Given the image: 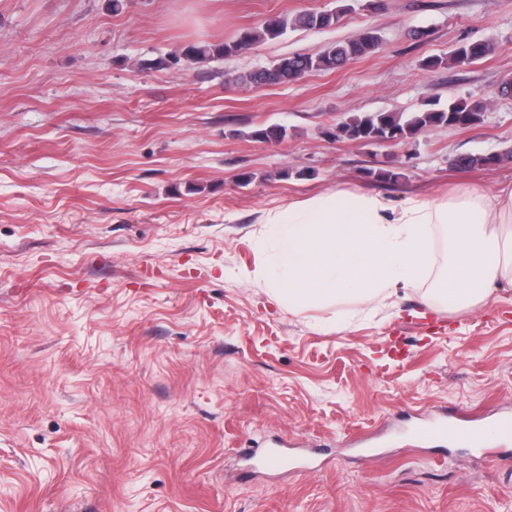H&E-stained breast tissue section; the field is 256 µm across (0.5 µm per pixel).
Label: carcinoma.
Listing matches in <instances>:
<instances>
[{
	"mask_svg": "<svg viewBox=\"0 0 512 512\" xmlns=\"http://www.w3.org/2000/svg\"><path fill=\"white\" fill-rule=\"evenodd\" d=\"M343 9L306 12L292 18H272L259 29H244L237 39L219 44L191 43L181 50L188 64L203 63L217 57L238 53L258 43L277 39L290 29H326L337 24ZM380 46V37L373 29L366 28L355 37L338 43L317 55L296 54L285 57L262 71H252L242 79L255 85H280L297 80L301 75L317 71H333L347 62L375 52ZM490 49L483 42L460 44L449 58L457 65L471 63L488 55ZM485 108L482 98L470 101H454L446 106L428 102L419 112L405 115L401 112H366L351 117L337 128L336 137L365 144H381L387 141L406 142L423 130L439 127H469L481 120ZM251 136L263 141H278L286 136V130L279 126L256 129ZM498 159L486 155H465L455 159V165L462 168L490 167Z\"/></svg>",
	"mask_w": 512,
	"mask_h": 512,
	"instance_id": "carcinoma-1",
	"label": "carcinoma"
}]
</instances>
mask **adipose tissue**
<instances>
[{
	"mask_svg": "<svg viewBox=\"0 0 512 512\" xmlns=\"http://www.w3.org/2000/svg\"><path fill=\"white\" fill-rule=\"evenodd\" d=\"M273 254L257 281L282 306L351 308L431 279L452 310L512 285V189L477 187L394 206L380 194L336 189L269 211Z\"/></svg>",
	"mask_w": 512,
	"mask_h": 512,
	"instance_id": "ef3b65f1",
	"label": "adipose tissue"
}]
</instances>
